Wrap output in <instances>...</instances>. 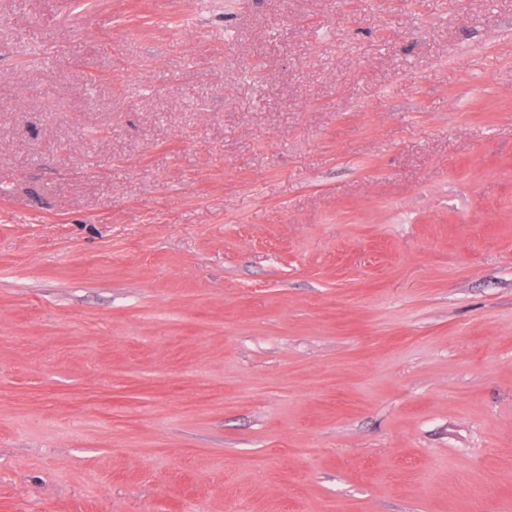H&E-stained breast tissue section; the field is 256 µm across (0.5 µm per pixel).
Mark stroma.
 Wrapping results in <instances>:
<instances>
[{"instance_id":"obj_1","label":"stroma","mask_w":512,"mask_h":512,"mask_svg":"<svg viewBox=\"0 0 512 512\" xmlns=\"http://www.w3.org/2000/svg\"><path fill=\"white\" fill-rule=\"evenodd\" d=\"M0 512H512V0H0Z\"/></svg>"}]
</instances>
